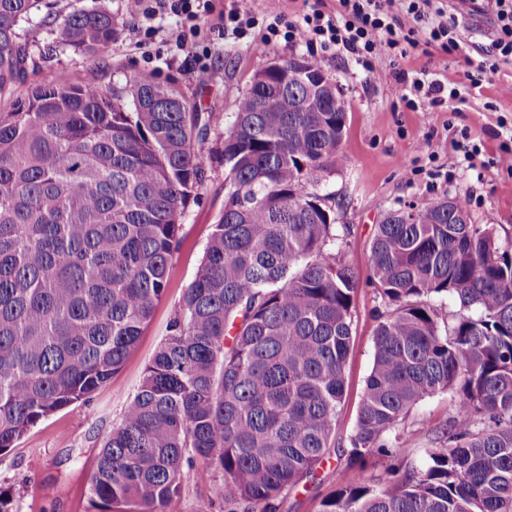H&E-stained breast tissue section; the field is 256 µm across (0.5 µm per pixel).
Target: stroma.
Returning <instances> with one entry per match:
<instances>
[{"instance_id":"obj_1","label":"stroma","mask_w":512,"mask_h":512,"mask_svg":"<svg viewBox=\"0 0 512 512\" xmlns=\"http://www.w3.org/2000/svg\"><path fill=\"white\" fill-rule=\"evenodd\" d=\"M71 9H107L115 22L112 43L95 54L76 52L60 43L64 18L58 0H41L38 10L19 23L31 58L29 82L46 78L85 80L122 86L128 75L138 74L177 86L212 114L211 156L204 167L198 199L189 205L181 224L183 244L169 269L167 290L157 304L123 369L93 394L90 402L74 403L29 430L14 448L0 453V487L19 501L21 512H92L88 483L104 440L135 395L144 369L167 334V326L192 282L207 245L212 224L224 206V129L232 120L238 99L247 92L256 71L275 59L306 55L278 41L262 45L261 29L243 38L202 23L201 48L210 54L207 78H199L191 58L165 46L161 37L139 45L133 34L145 21L137 0H71ZM319 62L336 83L347 111L344 161L327 178L322 190L338 224L348 225L350 236L342 249L344 262L359 278L354 309L353 346L348 358L347 395L336 418V447L346 450L354 432L365 380L374 359L373 330L377 291L370 281L369 248L376 226L391 209H404L433 198L457 200L471 223L493 225L500 235L512 234V172L492 167H468L450 147L443 129H468L484 155L496 152L498 121L512 120V96L503 86L512 83V65L501 67L491 82L474 89L461 111L412 112L398 98L396 68L426 69L451 80L460 79L461 57L439 48L411 51L400 65L382 60L377 77L367 80L350 60L323 52ZM455 409V396L445 391L415 405L399 425L396 447L405 451L408 465L420 468L432 445L430 431L442 425ZM356 473L347 459L324 463L304 488L288 496L280 512H317L332 487L348 482Z\"/></svg>"}]
</instances>
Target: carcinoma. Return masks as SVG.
I'll list each match as a JSON object with an SVG mask.
<instances>
[{"mask_svg": "<svg viewBox=\"0 0 512 512\" xmlns=\"http://www.w3.org/2000/svg\"><path fill=\"white\" fill-rule=\"evenodd\" d=\"M37 2L0 0V452L123 368L211 152L212 116L174 86L26 85L17 27ZM114 35L108 11L78 9L61 43L90 53ZM284 62L254 75L224 131V208L100 449L95 512H169L212 482L222 512H278L331 456L359 279L319 187L341 162L346 113L306 83L319 62ZM369 270L382 309L349 462L385 460L386 477L358 474L318 512H512V237L431 199L377 225ZM437 295L459 311L443 317ZM439 391L455 412L427 466L406 467L387 437Z\"/></svg>", "mask_w": 512, "mask_h": 512, "instance_id": "carcinoma-1", "label": "carcinoma"}]
</instances>
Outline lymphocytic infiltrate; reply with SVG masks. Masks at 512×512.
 Listing matches in <instances>:
<instances>
[{"label":"lymphocytic infiltrate","instance_id":"obj_1","mask_svg":"<svg viewBox=\"0 0 512 512\" xmlns=\"http://www.w3.org/2000/svg\"><path fill=\"white\" fill-rule=\"evenodd\" d=\"M282 0H267L261 15L242 10L236 0H144L142 15L151 21L159 15L175 17L165 41L173 49L192 54L199 75H207L209 66L197 53L200 30L197 21L210 16L222 29L238 36L254 28L264 31V43L282 38L291 46L307 50L335 51L348 57L365 74L376 75L379 59L406 58L419 44L438 45L449 54L463 50V41L455 20L446 18L435 0H338L336 12L324 11L312 4L297 20L285 17ZM473 13L493 17L495 33L483 60L470 64L462 80L453 81L424 70H399V100L412 112H430L443 103H465L469 89L480 87L495 74L500 63L512 61V0H471Z\"/></svg>","mask_w":512,"mask_h":512}]
</instances>
